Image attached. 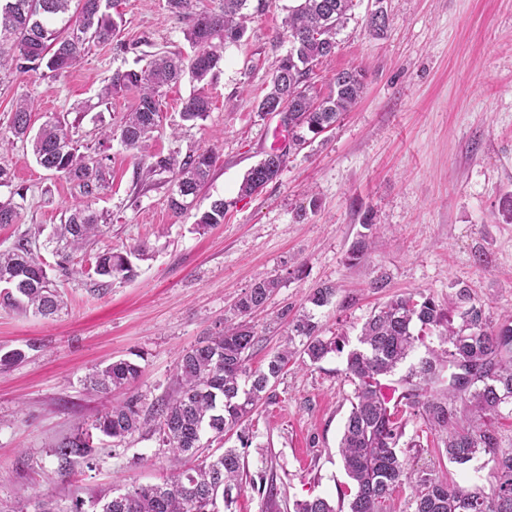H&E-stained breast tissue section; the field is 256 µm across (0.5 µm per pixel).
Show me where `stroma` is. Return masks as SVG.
<instances>
[{"label": "stroma", "mask_w": 512, "mask_h": 512, "mask_svg": "<svg viewBox=\"0 0 512 512\" xmlns=\"http://www.w3.org/2000/svg\"><path fill=\"white\" fill-rule=\"evenodd\" d=\"M355 3L331 63L314 66L309 82L323 98L333 71L362 69V99L311 144L291 150L278 179L258 194L242 198L238 190L271 150L268 129L277 116L259 112L258 102L288 49L284 21L295 0H266L244 37L225 45L206 120L193 126L181 119L194 89L186 77L163 89L159 125L140 152L112 140L109 186L92 200L107 222L97 246L126 251L144 242L148 254L134 260L132 278H113L100 292L90 257L77 255V274L55 278L67 304L57 317L0 306V353H25L0 368V512L20 501L36 512L44 493L58 512L78 499L91 512L98 495L169 477L173 463L155 434L103 439L92 459H75L64 471L53 449L92 427L113 402L84 389L93 368L119 358L138 364V380L121 396L150 408L174 389L182 352L222 329L257 277L281 285L249 318L258 338L255 370L287 333L281 310L300 311L325 282L336 295L315 311L321 332L352 346L366 319L397 294L421 293L445 307L465 288L490 320L512 312V224L498 215L512 192V0ZM378 4L389 17L381 36L364 24ZM117 10L122 24L112 44L89 45L72 72L40 69L0 81V131L23 96L34 105L33 127L60 116L80 145L97 146L101 128L117 127L136 104L132 91L100 100L115 70L143 68L161 54L192 56L166 0H118ZM216 144L221 151L192 211L174 216L170 174L146 181L143 167L156 154L183 157ZM0 164L13 173L0 200H14L20 212L18 223L0 224V250L40 225L34 253L54 267L47 232L78 188L40 167L19 141L0 152ZM218 198L228 204L223 224L197 233L196 213ZM368 212L375 217L369 231ZM366 232L375 250L350 261ZM345 372V354L334 352L315 364L291 361L271 382L270 400L247 423L244 457L248 476L274 474L279 494L270 504L244 488L233 512H293L295 502L314 495L336 499L347 481L338 446L354 397ZM400 446L410 471L484 491L495 483L485 460L450 464L439 435L419 418L407 417Z\"/></svg>", "instance_id": "stroma-1"}]
</instances>
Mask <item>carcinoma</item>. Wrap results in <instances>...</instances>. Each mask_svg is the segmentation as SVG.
Returning a JSON list of instances; mask_svg holds the SVG:
<instances>
[{"label": "carcinoma", "instance_id": "1", "mask_svg": "<svg viewBox=\"0 0 512 512\" xmlns=\"http://www.w3.org/2000/svg\"><path fill=\"white\" fill-rule=\"evenodd\" d=\"M249 0H221L219 9L209 10L202 0H166L168 11L185 22V40L194 49L192 57L162 55L136 71H116L99 93L103 100L128 89L137 91V102L119 128L101 130L105 146L119 138L127 150H137L158 126L160 89L190 76L198 88L182 103L184 121L206 120L211 100L205 91L209 77L224 62V45L245 33ZM354 0H300L285 20L289 48L275 69L268 92L258 103L261 113L287 108L288 130L298 147L305 134L318 135L333 126L361 98L365 72L343 69L332 76L330 94L317 100L308 83L310 66L332 58L336 35L351 18ZM115 0H0V74L21 75L44 67L62 75L75 68L87 46L109 44L118 30L111 13ZM369 31L384 32L387 15L379 7L366 20ZM32 104L20 99L8 125L11 136L0 135V150L20 139L29 145L35 162L47 171L79 187L84 199L66 209L63 221L54 225L57 267L75 273L74 254L90 247L101 233L102 217L90 198L108 185L109 156H91L80 151L66 123L50 119L31 132ZM217 160L209 148L179 159L175 154L154 155L146 175L171 174L174 189L169 196L171 211L180 216L191 206L208 182ZM285 153H269L245 175L240 195L251 196L276 180L285 165ZM227 203L214 200L196 215L197 231L205 232L224 223ZM20 213L12 200L0 201V224H16ZM98 286L107 288L118 275L130 277L128 255L112 249L94 255ZM280 287L275 277H261L235 303L239 321L209 335L186 351L176 369L174 394L147 412L134 398L112 405L96 421L94 429L115 442L148 430L159 435L173 458L195 456L208 435L224 441L226 433L239 429L237 438L247 447L243 423L256 406L270 399L272 380L296 357L315 364L328 353L341 352L337 338L321 336L318 322L309 310L288 317L285 344L274 351L262 370L249 367L257 338L246 318L264 308ZM336 295V287L323 284L307 301L323 307ZM0 304L20 308L43 317L58 314L66 306L54 287L45 265L33 254L32 240L20 236L0 251ZM436 331L448 347L430 350L410 367L402 391L391 401L380 379L388 376L411 356L417 342ZM299 345H294V341ZM346 371L354 389V401L340 440V456L348 483L338 490V501L314 497L294 504V512H384L393 492L409 485L414 512H512V448L501 446L490 421L505 405H512V314L494 324L484 306L472 300L467 289L457 293L456 306L444 309L430 298L396 296L362 325L358 345L346 356ZM139 375V367L115 360L96 369L85 379L86 388L109 393L128 387ZM422 419L442 435L448 461L465 465L485 455L496 473L490 492L470 490L448 483L431 473H412L399 443L405 423L398 405ZM97 443L85 430L62 440L53 450L61 468L74 457L92 458ZM245 457L237 448L192 467L175 470L161 483L139 486L118 493L100 505L99 512H221L231 509L242 491Z\"/></svg>", "mask_w": 512, "mask_h": 512}]
</instances>
